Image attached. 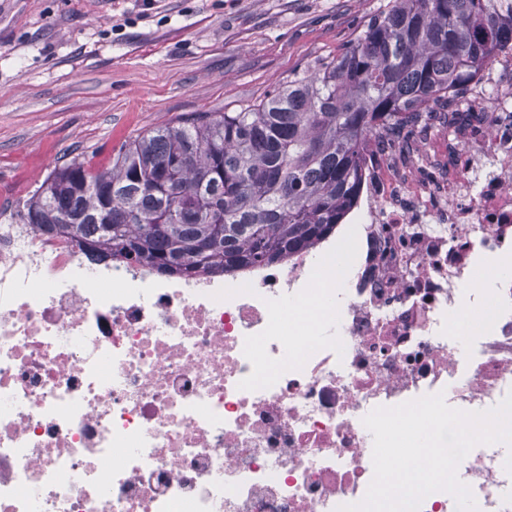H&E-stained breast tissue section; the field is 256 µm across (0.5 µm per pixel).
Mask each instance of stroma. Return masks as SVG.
I'll return each instance as SVG.
<instances>
[{"label": "stroma", "mask_w": 512, "mask_h": 512, "mask_svg": "<svg viewBox=\"0 0 512 512\" xmlns=\"http://www.w3.org/2000/svg\"><path fill=\"white\" fill-rule=\"evenodd\" d=\"M387 0H0V180L107 164L129 138L231 112L346 46Z\"/></svg>", "instance_id": "obj_1"}]
</instances>
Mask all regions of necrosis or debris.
<instances>
[{
	"label": "necrosis or debris",
	"mask_w": 512,
	"mask_h": 512,
	"mask_svg": "<svg viewBox=\"0 0 512 512\" xmlns=\"http://www.w3.org/2000/svg\"><path fill=\"white\" fill-rule=\"evenodd\" d=\"M472 99L486 120L451 169L364 150L335 231L210 277L100 262L0 195V512H336L373 479L374 408L438 392L497 406L512 285L477 282L512 254L511 56ZM345 243L344 287L320 288ZM508 455L479 445L460 462L478 512H512Z\"/></svg>",
	"instance_id": "1"
}]
</instances>
